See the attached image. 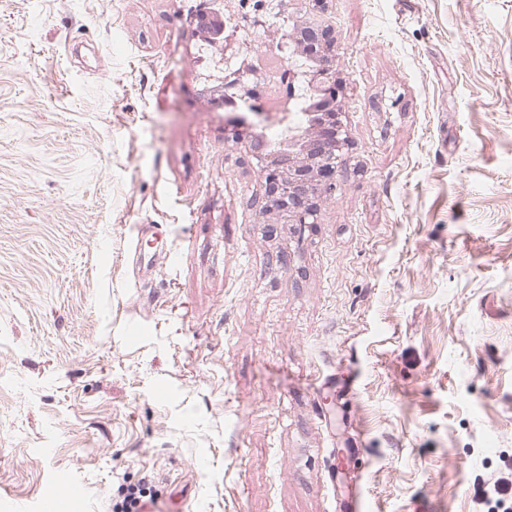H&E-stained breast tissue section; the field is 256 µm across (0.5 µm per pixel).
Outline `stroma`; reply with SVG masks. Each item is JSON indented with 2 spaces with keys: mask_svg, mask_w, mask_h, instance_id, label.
<instances>
[{
  "mask_svg": "<svg viewBox=\"0 0 512 512\" xmlns=\"http://www.w3.org/2000/svg\"><path fill=\"white\" fill-rule=\"evenodd\" d=\"M211 0H0V512H487L512 475V0H288L350 146L304 236ZM212 53L201 56V44ZM333 28L324 23L305 22L294 31H281L279 45L299 58L319 59L326 56L334 47ZM158 492L154 487H148L143 484L130 486L126 489L124 497L120 503L113 505V512H141L147 500L153 501Z\"/></svg>",
  "mask_w": 512,
  "mask_h": 512,
  "instance_id": "stroma-1",
  "label": "stroma"
}]
</instances>
